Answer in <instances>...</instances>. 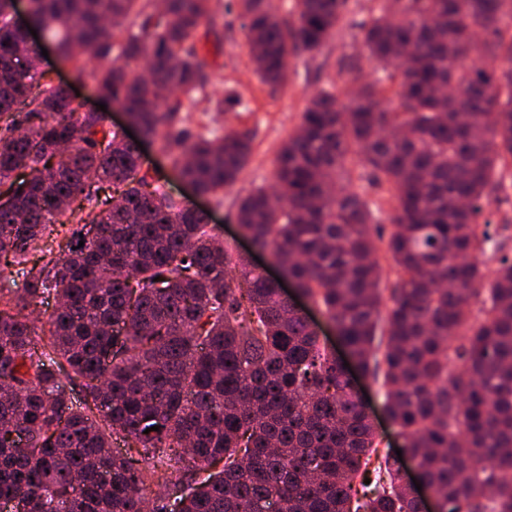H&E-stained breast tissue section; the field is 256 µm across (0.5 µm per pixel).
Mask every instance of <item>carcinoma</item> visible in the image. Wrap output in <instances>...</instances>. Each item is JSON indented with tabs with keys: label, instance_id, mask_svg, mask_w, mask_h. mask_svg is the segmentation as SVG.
<instances>
[{
	"label": "carcinoma",
	"instance_id": "obj_1",
	"mask_svg": "<svg viewBox=\"0 0 512 512\" xmlns=\"http://www.w3.org/2000/svg\"><path fill=\"white\" fill-rule=\"evenodd\" d=\"M233 6L259 80L283 87L289 58L318 51L347 0ZM29 7L75 76L95 62L97 91L221 200L251 134L195 133L181 100L212 103L198 37L210 0ZM12 9L0 0V275L22 287L0 294V505L173 512L153 495L162 472L187 489L178 512H423L306 317L162 190L135 142L38 70ZM361 33L379 76L343 100L334 82L318 90L275 190L241 198L237 221L380 385L442 512H512V258L488 212L512 161V0H372ZM144 62L149 80L130 68ZM358 168L395 200L386 233ZM51 296L61 307L31 319Z\"/></svg>",
	"mask_w": 512,
	"mask_h": 512
}]
</instances>
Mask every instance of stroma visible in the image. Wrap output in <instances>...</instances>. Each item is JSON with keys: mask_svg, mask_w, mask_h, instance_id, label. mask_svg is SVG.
Returning <instances> with one entry per match:
<instances>
[{"mask_svg": "<svg viewBox=\"0 0 512 512\" xmlns=\"http://www.w3.org/2000/svg\"><path fill=\"white\" fill-rule=\"evenodd\" d=\"M371 0H349V11L335 35L316 53L300 55L290 60L292 80L286 87L272 88L261 83L249 52L244 31L235 12L229 11L228 0H214L215 32L221 41L220 53L211 55L217 78L212 87L216 95L235 90L243 106L233 112L209 113L201 116L191 110L193 119H204L209 138L223 139L232 129L252 133V154L247 168L235 185L224 192L223 202L196 194L171 171L167 160L156 145H146L145 166L154 168V176L166 191L184 198L192 207L211 211L216 236L237 252L250 251V243L239 235L237 202L257 186L270 185L275 179L277 156L282 144L295 130L311 96L325 83L335 82L340 94H348L356 83L376 77L377 65L363 58L362 46L356 37V24L366 18ZM361 59L359 71L346 67L349 56Z\"/></svg>", "mask_w": 512, "mask_h": 512, "instance_id": "obj_1", "label": "stroma"}]
</instances>
